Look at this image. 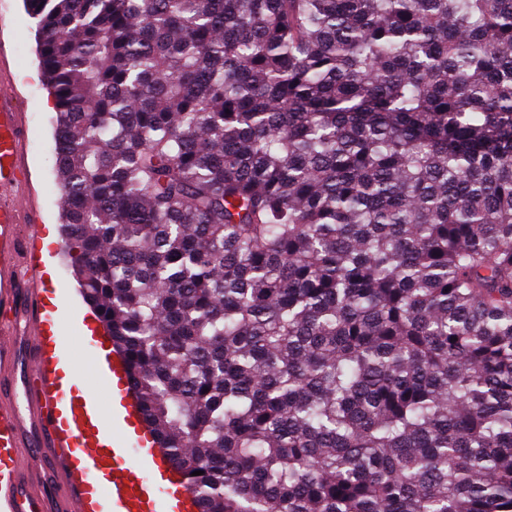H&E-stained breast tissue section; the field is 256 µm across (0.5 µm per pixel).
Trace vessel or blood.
<instances>
[{
    "instance_id": "vessel-or-blood-1",
    "label": "vessel or blood",
    "mask_w": 512,
    "mask_h": 512,
    "mask_svg": "<svg viewBox=\"0 0 512 512\" xmlns=\"http://www.w3.org/2000/svg\"><path fill=\"white\" fill-rule=\"evenodd\" d=\"M13 88L0 82V512H198L146 428L120 354L108 362L123 435L62 381L39 217Z\"/></svg>"
}]
</instances>
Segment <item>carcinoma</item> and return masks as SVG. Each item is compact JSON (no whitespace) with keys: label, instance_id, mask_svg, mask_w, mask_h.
<instances>
[{"label":"carcinoma","instance_id":"cac0c4a2","mask_svg":"<svg viewBox=\"0 0 512 512\" xmlns=\"http://www.w3.org/2000/svg\"><path fill=\"white\" fill-rule=\"evenodd\" d=\"M24 4L75 276L201 512H512V0Z\"/></svg>","mask_w":512,"mask_h":512}]
</instances>
